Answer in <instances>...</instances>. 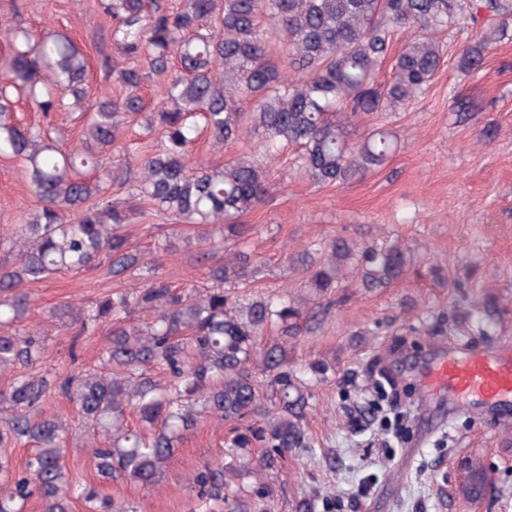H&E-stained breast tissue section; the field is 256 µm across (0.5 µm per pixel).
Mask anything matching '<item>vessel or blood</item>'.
<instances>
[{"instance_id": "vessel-or-blood-1", "label": "vessel or blood", "mask_w": 512, "mask_h": 512, "mask_svg": "<svg viewBox=\"0 0 512 512\" xmlns=\"http://www.w3.org/2000/svg\"><path fill=\"white\" fill-rule=\"evenodd\" d=\"M428 394L474 399L480 410H495L512 398V343L498 350L465 347L431 362L422 381Z\"/></svg>"}]
</instances>
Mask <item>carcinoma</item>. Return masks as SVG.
<instances>
[{
    "label": "carcinoma",
    "instance_id": "carcinoma-1",
    "mask_svg": "<svg viewBox=\"0 0 512 512\" xmlns=\"http://www.w3.org/2000/svg\"><path fill=\"white\" fill-rule=\"evenodd\" d=\"M110 18L102 65L124 90L119 98L92 100L85 84L83 51L64 37L36 40L27 29L12 31V48L0 58V155L22 160L42 205L19 226L14 261L0 267V374L28 366L41 337L16 323L29 304L27 282L56 272L83 273L100 258L112 276L134 272L141 281L95 305L57 310L76 335L110 325L100 364L51 380L20 373L0 393L11 415L0 419V446L33 444L18 474L0 457V512H23L36 496L43 512H71L72 502L89 512H137L73 480L62 464L68 424L43 410L52 386L74 406L93 444L97 473L154 486L183 433L200 415L233 424L228 448L233 463H206L189 479L209 505L245 507L270 487L262 476L282 467L292 448H308L303 428L311 393L288 369V337L316 329L318 312L290 295L241 304L224 284L247 280L235 259L208 266L212 287L179 292L157 273L155 260L131 249L125 224L145 205L181 224L217 226L226 240L241 241V214L266 193V172L248 156L222 166L191 165L187 149L204 131L214 144L258 138L269 156L299 149L301 167L317 184L352 179L382 166L394 149L390 131L366 119L424 93L441 66L444 30L482 14L512 19V0H97ZM412 38L393 58L390 76L378 78L397 31ZM493 43L484 33L465 42L460 66L478 69ZM163 79V95L147 120L159 134L147 150L122 140L125 124L144 110L138 95L145 81ZM25 96L45 115V124L22 127L15 98ZM253 108L246 111L245 102ZM58 112L87 116L84 144L69 151L52 136ZM123 152L125 172H114L107 153ZM414 262L407 247L359 249L333 240L323 256L302 266L310 300L333 292L356 265L366 288H384ZM135 313L151 321L134 325ZM279 327L282 338L263 341ZM166 373L158 380L151 368ZM140 427L127 425L129 411ZM258 415L263 423L253 426ZM258 446L255 459L242 450ZM254 483H237L241 470Z\"/></svg>",
    "mask_w": 512,
    "mask_h": 512
}]
</instances>
